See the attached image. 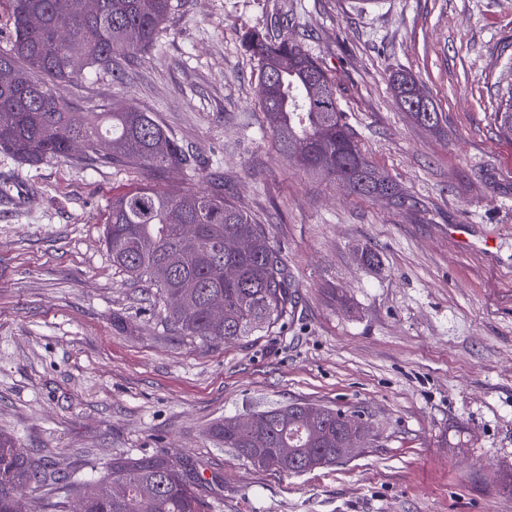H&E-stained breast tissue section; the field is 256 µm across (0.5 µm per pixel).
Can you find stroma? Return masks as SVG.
I'll return each instance as SVG.
<instances>
[{
  "label": "stroma",
  "instance_id": "obj_1",
  "mask_svg": "<svg viewBox=\"0 0 512 512\" xmlns=\"http://www.w3.org/2000/svg\"><path fill=\"white\" fill-rule=\"evenodd\" d=\"M154 48L66 87L75 111L135 105L285 250L287 323L206 347L106 253L116 194L204 189L196 171L0 153V431L72 479L117 456L201 465L214 512H512V0H173ZM320 62L361 150L406 195L361 198L276 149L246 32ZM412 72L439 130L390 88ZM379 254L365 266L358 250ZM303 402L364 415L347 462L277 474L216 421ZM498 135L512 143V89L506 99L500 101L498 112H495Z\"/></svg>",
  "mask_w": 512,
  "mask_h": 512
}]
</instances>
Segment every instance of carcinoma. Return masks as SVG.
<instances>
[{"label": "carcinoma", "instance_id": "cac0c4a2", "mask_svg": "<svg viewBox=\"0 0 512 512\" xmlns=\"http://www.w3.org/2000/svg\"><path fill=\"white\" fill-rule=\"evenodd\" d=\"M12 24L11 47L0 51V67L10 73L0 83V152L25 165L47 159L85 158L104 166L140 165L157 171L180 170L191 157L154 119L130 105L122 110L73 112L65 87L97 74L120 70L119 58L145 53L156 42L173 9V0H99L91 13L84 0H0ZM69 17L62 39L54 21ZM260 62L258 104L277 149L300 166L336 178L365 198L384 197L404 204L397 186L362 152L343 120L328 75L318 61L285 38L262 30L244 36ZM390 86L401 109L430 129L441 114L423 85L398 71ZM498 135L512 143V91L495 113ZM243 238L245 253L224 252V240ZM104 241L112 265L133 282L156 288L174 330L208 347L250 336L283 320L294 284L282 251L260 224L253 223L221 188L170 194L143 185L112 197ZM236 277L224 279V268ZM224 304V323L210 319V305ZM281 405L255 413L257 430L267 437L260 456H241L267 471L301 474L307 466L300 448L325 454L336 447V430L353 413L326 408L319 423L301 427L279 414ZM226 448L246 444L234 418L212 429ZM110 481L126 487L120 498H102L91 480L63 482L60 471L20 448L0 432V512H11V492L39 491L49 512H65L79 497L86 512H209L193 472L170 455L112 459Z\"/></svg>", "mask_w": 512, "mask_h": 512}]
</instances>
